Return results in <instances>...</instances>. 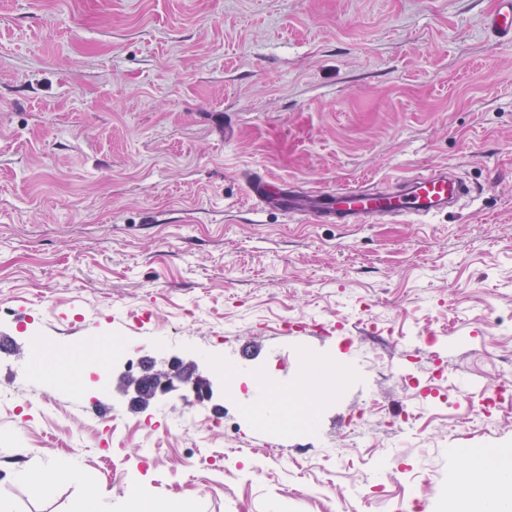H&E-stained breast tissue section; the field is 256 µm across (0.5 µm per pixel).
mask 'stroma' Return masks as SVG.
<instances>
[{
  "mask_svg": "<svg viewBox=\"0 0 512 512\" xmlns=\"http://www.w3.org/2000/svg\"><path fill=\"white\" fill-rule=\"evenodd\" d=\"M495 0H0V496L15 512H453L463 451L512 458V44ZM474 188L403 223L305 224L249 194ZM233 362L289 389L303 354L354 371L285 401L221 383L136 409L84 358ZM50 376L28 370L32 341ZM424 417L407 423L413 407ZM220 411L224 427L198 428ZM370 413L356 445L353 418ZM167 422L148 435L144 418ZM151 459H143V447ZM79 465L46 491L18 469ZM497 8L485 19V27L502 41H512V1L499 0Z\"/></svg>",
  "mask_w": 512,
  "mask_h": 512,
  "instance_id": "obj_1",
  "label": "stroma"
}]
</instances>
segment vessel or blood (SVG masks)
<instances>
[{
  "label": "vessel or blood",
  "instance_id": "obj_1",
  "mask_svg": "<svg viewBox=\"0 0 512 512\" xmlns=\"http://www.w3.org/2000/svg\"><path fill=\"white\" fill-rule=\"evenodd\" d=\"M485 27L500 40L511 42L512 0H499L486 18ZM249 190L264 206L301 215L312 224H367L376 218L427 217L452 208L469 193L462 179L444 172L415 176L399 192L339 188L308 197L277 187L259 175L253 176Z\"/></svg>",
  "mask_w": 512,
  "mask_h": 512
}]
</instances>
